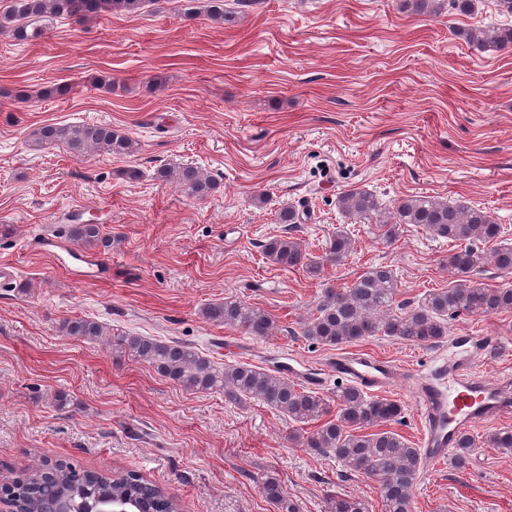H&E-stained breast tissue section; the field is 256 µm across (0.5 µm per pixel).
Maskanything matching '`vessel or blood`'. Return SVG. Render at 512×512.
<instances>
[{"instance_id":"vessel-or-blood-1","label":"vessel or blood","mask_w":512,"mask_h":512,"mask_svg":"<svg viewBox=\"0 0 512 512\" xmlns=\"http://www.w3.org/2000/svg\"><path fill=\"white\" fill-rule=\"evenodd\" d=\"M286 376L310 386L322 385L328 375L368 389L393 388L398 373L387 360L375 356L341 355L328 370H301L288 366ZM411 400L424 426L421 441L425 458L445 459L459 435L479 420H494L512 413V390L476 372L471 364H461L451 385L422 382Z\"/></svg>"}]
</instances>
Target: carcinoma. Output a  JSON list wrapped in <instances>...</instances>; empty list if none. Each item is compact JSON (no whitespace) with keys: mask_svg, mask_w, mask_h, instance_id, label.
Wrapping results in <instances>:
<instances>
[{"mask_svg":"<svg viewBox=\"0 0 512 512\" xmlns=\"http://www.w3.org/2000/svg\"><path fill=\"white\" fill-rule=\"evenodd\" d=\"M146 0H9L0 14V32L30 42L43 37L36 23L46 17L68 16L78 21L97 19L107 13H135ZM450 10L470 13L475 0H399V9L414 14ZM204 8L217 24L232 22L235 13L224 9V0H204ZM459 35L479 48L512 47V27L488 31H461ZM31 144L40 148L62 144L77 159L91 154L126 157L137 150L136 141L109 124H46L31 132ZM156 178L176 183L188 195L204 199L218 189L208 173L191 165L161 166ZM339 210L354 219H372L386 241L395 239L400 225L416 224L434 238L461 243L464 248L448 254L453 284L429 291L412 310L393 308L398 278L392 267H370L347 288L328 287L315 311L300 323L302 335L323 346L341 347L372 336L397 337L431 345L448 336V322L462 313L494 315L512 309V288H491L480 280L486 264L512 275V245L504 244L487 253L477 244L499 239L501 226L491 215L465 200L450 203L431 196H408L395 210L382 211L378 197L370 190L354 188L338 197ZM281 234L261 244L265 258L284 269L297 268L309 277L320 275L325 264L340 266L355 251L351 233L338 227L326 243L324 256L311 259L300 239L293 235L301 223L292 205L276 212ZM70 237L80 247L99 253L112 251V237L100 224H74ZM204 317L216 324L239 327L258 337L272 335L275 320L266 310L240 301L211 303ZM65 336L99 340L110 335L108 327L89 317L65 318L59 324ZM115 352L147 362L161 377L196 392L222 391L234 403L259 401L286 415L300 428L290 439L301 440L318 454H331L351 473L379 482L385 512H411L410 490L424 466L420 449L404 436L389 429L401 422V402L367 395L348 386L336 389V406L330 400L295 383L276 370L248 363L219 366L192 347L178 341L129 334L111 344ZM313 429L307 431L305 426ZM483 446L512 452V430L501 429L479 441L460 434L450 464L463 469L470 455ZM11 494L21 512H96L104 498L116 497L130 512H181L179 501L161 486L128 471L88 470L72 463L42 460L10 481ZM261 492L279 512H296L294 503L274 478H267ZM330 512H371L359 497L338 496L330 501Z\"/></svg>","mask_w":512,"mask_h":512,"instance_id":"obj_1","label":"carcinoma"}]
</instances>
